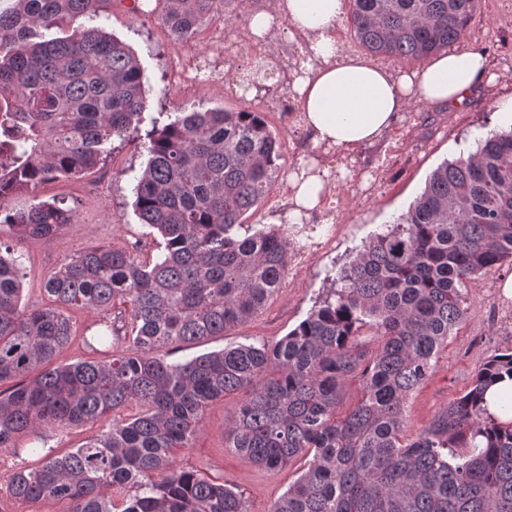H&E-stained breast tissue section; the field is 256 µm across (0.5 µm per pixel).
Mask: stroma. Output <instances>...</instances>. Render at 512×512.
Here are the masks:
<instances>
[{
  "label": "stroma",
  "mask_w": 512,
  "mask_h": 512,
  "mask_svg": "<svg viewBox=\"0 0 512 512\" xmlns=\"http://www.w3.org/2000/svg\"><path fill=\"white\" fill-rule=\"evenodd\" d=\"M507 2V8L500 10L496 0H480L478 12L460 42L461 48L486 53L496 75L495 82L477 88L459 106L410 103L389 136L366 148L373 158L372 173L383 181L381 191L356 200L350 213L337 222L330 247L314 257L307 273L285 282L265 308L246 324L208 343L183 346L174 351L173 360H188L252 338L273 342L285 336L306 318L317 298L329 288V270L340 268L353 248L369 241L375 233L383 231L385 224L405 212L441 163L474 151L475 137L482 127H496L500 108L512 103V0ZM97 23L128 44L141 65L145 98L141 130L151 129L156 121L167 123L177 113L194 109L245 108L246 102L240 95L220 88L200 91L188 99L181 97L169 77L170 58L177 41L161 21L143 24L136 12L125 8L119 0H109L102 5ZM147 161L148 153L141 141H118L112 153L95 168L45 183L37 194L20 192L12 196L11 206L16 210L27 208L38 199L56 197L66 199L78 214L76 224L50 240H14L25 272L23 305L46 303L44 281L87 247L151 245L147 228L134 214L131 195V182L141 175ZM510 278L512 265L506 264L467 282L466 319L449 337L430 379L407 402L410 429L429 425L441 408L469 387L494 350L512 347V298L501 292L503 282ZM241 400V395L232 394L213 404L201 422L194 447L178 450L175 463L198 468L205 475L238 488L250 512H267L270 503L297 478L299 466L294 463L269 471L226 447L224 428ZM94 432V427L87 425L49 430L38 441L32 435H20L15 449L0 451V478L22 467L37 466L41 461L40 448H73Z\"/></svg>",
  "instance_id": "stroma-1"
}]
</instances>
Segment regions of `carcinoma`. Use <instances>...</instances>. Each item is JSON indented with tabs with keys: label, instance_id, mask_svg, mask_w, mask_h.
Masks as SVG:
<instances>
[{
	"label": "carcinoma",
	"instance_id": "1",
	"mask_svg": "<svg viewBox=\"0 0 512 512\" xmlns=\"http://www.w3.org/2000/svg\"><path fill=\"white\" fill-rule=\"evenodd\" d=\"M107 0H16L0 8V203L96 167L139 132L143 73L129 46L83 18ZM161 22L190 42L221 0H164ZM366 51L421 60L459 43L479 0H349ZM76 24L61 37L59 22ZM133 187L157 253L95 245L44 283L48 303L21 305L23 273L0 241V449L22 433L108 426L8 477L19 505L65 512H249L244 494L175 464L215 401L241 393L227 447L299 477L268 512H512V406L502 421L487 389L512 377L495 350L468 390L407 434L406 404L467 313L466 282L512 262V125L440 164L386 231L355 249L307 317L279 340L171 361L260 313L288 274V240L307 223L242 222L278 180L281 144L264 113L181 112L145 133ZM64 200L9 210L12 235L48 239L74 221ZM86 346L125 344L104 359L58 362L69 311L110 315ZM358 399L341 408L347 387Z\"/></svg>",
	"mask_w": 512,
	"mask_h": 512
}]
</instances>
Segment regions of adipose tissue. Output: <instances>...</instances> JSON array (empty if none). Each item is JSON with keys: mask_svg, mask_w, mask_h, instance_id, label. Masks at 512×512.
Here are the masks:
<instances>
[{"mask_svg": "<svg viewBox=\"0 0 512 512\" xmlns=\"http://www.w3.org/2000/svg\"><path fill=\"white\" fill-rule=\"evenodd\" d=\"M344 8V0H279L276 12L255 11L249 22L255 37L303 39L307 72L294 81L292 91L313 146L353 152L375 144L409 102L455 105L491 80L486 54L474 49L444 51L424 68L398 71L342 53L334 27ZM281 16L287 26H279ZM298 166L299 173L288 176L291 219L318 208L329 192L314 159L299 158Z\"/></svg>", "mask_w": 512, "mask_h": 512, "instance_id": "obj_1", "label": "adipose tissue"}]
</instances>
